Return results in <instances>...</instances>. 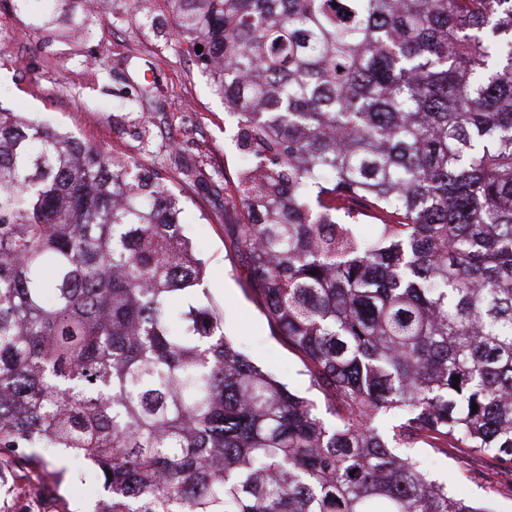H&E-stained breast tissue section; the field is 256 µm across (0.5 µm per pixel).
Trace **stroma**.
Listing matches in <instances>:
<instances>
[{
    "label": "stroma",
    "mask_w": 512,
    "mask_h": 512,
    "mask_svg": "<svg viewBox=\"0 0 512 512\" xmlns=\"http://www.w3.org/2000/svg\"><path fill=\"white\" fill-rule=\"evenodd\" d=\"M66 26L44 32L28 14L0 0V106L30 113L60 132L131 156L146 166L170 168L176 143L215 181L233 179L247 158L236 119L214 96L194 56L171 37L173 17L164 0H110L103 16H90L72 0ZM158 86L153 108H130L141 85ZM194 108L182 109L184 100ZM181 222L205 263L203 286L224 310V333L259 366L296 393L314 400L301 359L270 326L253 300L247 271L224 227L239 217L226 191L202 195L180 179ZM425 471L485 512H512V473L468 448L437 455L419 451ZM87 460L64 454L42 466L7 470L0 482V512H93L104 496L90 480ZM38 481V498L24 497Z\"/></svg>",
    "instance_id": "35a3bbf8"
}]
</instances>
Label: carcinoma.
<instances>
[{
    "mask_svg": "<svg viewBox=\"0 0 512 512\" xmlns=\"http://www.w3.org/2000/svg\"><path fill=\"white\" fill-rule=\"evenodd\" d=\"M164 2L247 150L224 233L335 421L224 336L160 170L0 107V472L70 450L98 512H480L415 455L512 465V0Z\"/></svg>",
    "mask_w": 512,
    "mask_h": 512,
    "instance_id": "1",
    "label": "carcinoma"
}]
</instances>
